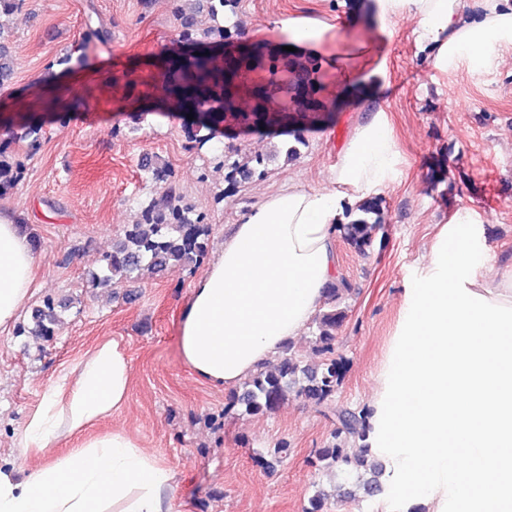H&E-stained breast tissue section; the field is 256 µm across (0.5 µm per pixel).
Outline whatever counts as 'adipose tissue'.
Instances as JSON below:
<instances>
[{"instance_id":"1","label":"adipose tissue","mask_w":512,"mask_h":512,"mask_svg":"<svg viewBox=\"0 0 512 512\" xmlns=\"http://www.w3.org/2000/svg\"><path fill=\"white\" fill-rule=\"evenodd\" d=\"M380 24L414 17L435 67L489 65L512 44V0H372ZM397 162L381 117L341 151L343 192L294 185L245 214L192 287L181 357L202 381L234 388L297 340L337 280L336 232L346 199L381 194ZM35 254L17 219L0 213V330L32 295ZM489 261L474 230L449 234L429 274L407 290L369 403L367 453L383 462L392 512H512V272ZM131 360L97 344L70 379L50 385L19 444L77 448L26 477L0 467V512H176V475L122 429L93 434L127 403Z\"/></svg>"}]
</instances>
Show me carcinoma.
Returning a JSON list of instances; mask_svg holds the SVG:
<instances>
[{
	"instance_id": "obj_1",
	"label": "carcinoma",
	"mask_w": 512,
	"mask_h": 512,
	"mask_svg": "<svg viewBox=\"0 0 512 512\" xmlns=\"http://www.w3.org/2000/svg\"><path fill=\"white\" fill-rule=\"evenodd\" d=\"M198 8L209 13L214 25L202 29L198 25L197 12L187 11L176 5L173 17L179 37L190 44H230L239 35L236 16L237 0H196ZM4 31L0 30V84L9 82L14 74V60L5 44ZM177 68L186 75L182 83L169 88V96L175 107L187 111L202 102L214 99L224 108V114L235 120L259 126L266 119L265 103L271 96L283 100L281 112H320L324 105L320 97L322 73L318 61L311 57L257 52L224 68L206 54L189 55L175 59ZM261 68L268 74L266 83L255 86V91L240 96L234 90V81L242 73ZM301 137L285 142L275 151L284 160L293 161L300 156ZM267 158L243 156L237 160L225 159V181L237 184L255 173H263ZM152 179L159 188L138 220L127 225L123 235L112 245V251L101 260L97 271L91 273L96 286L120 288L127 282L141 278L145 269L157 270L171 264H191L204 257L206 241L211 227L205 217L193 206L184 202L172 172L162 165L152 169ZM382 222V201L373 198L361 202L355 208L353 219L341 225L344 241L357 253L365 255L373 245ZM351 285L345 280L330 283L322 308L314 316L313 343L324 355L317 368L303 365L294 352L293 344L283 350L280 363L274 368L262 367L244 383L243 392L232 397L231 406H238L247 415L272 410L289 395L303 398L316 405L324 404L336 395L340 382V371L336 359L331 357L336 341V332L343 325L347 312L343 301L351 293ZM61 323L54 302L32 312L28 333L42 338H51ZM339 421L332 441L318 449L316 462L328 467H346L358 472L359 477L370 475L363 482L368 495L382 492L383 466L368 458L364 449L347 451L344 443L365 441L368 433L365 411L339 408L335 410Z\"/></svg>"
}]
</instances>
